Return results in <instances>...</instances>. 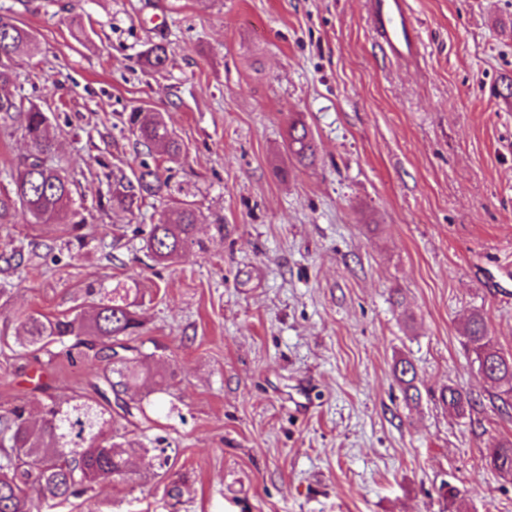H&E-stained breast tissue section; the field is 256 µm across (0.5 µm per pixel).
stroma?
<instances>
[{
	"instance_id": "35a3bbf8",
	"label": "stroma",
	"mask_w": 512,
	"mask_h": 512,
	"mask_svg": "<svg viewBox=\"0 0 512 512\" xmlns=\"http://www.w3.org/2000/svg\"><path fill=\"white\" fill-rule=\"evenodd\" d=\"M407 2L419 56L393 64L367 0H0L36 37L17 83L95 243L14 279L0 410H38L34 369L59 393L88 375L13 335L17 312L72 311L91 283L137 278L142 338L177 372L147 409L171 470L97 485L102 512H512V476L483 455L512 441V407L465 345L479 313L512 355V0ZM152 44L167 68L144 69ZM135 110L178 135L171 173L200 212V247L167 267L139 250L165 200L108 202L111 171L162 160ZM292 118L311 166L288 152Z\"/></svg>"
}]
</instances>
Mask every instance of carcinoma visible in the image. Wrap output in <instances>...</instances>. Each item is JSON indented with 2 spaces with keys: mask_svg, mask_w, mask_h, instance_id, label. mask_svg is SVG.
I'll use <instances>...</instances> for the list:
<instances>
[{
  "mask_svg": "<svg viewBox=\"0 0 512 512\" xmlns=\"http://www.w3.org/2000/svg\"><path fill=\"white\" fill-rule=\"evenodd\" d=\"M31 30L0 16V133L20 132L29 144L28 154L8 173L9 186L0 189V226L14 224L23 216L30 224L61 226L66 245L83 248L85 218L75 207L73 182L62 175L55 158V145L48 132L49 117L28 97L8 91L15 83L18 56L34 46ZM149 69L166 66L164 46L155 44L143 54ZM129 130L147 150L154 148L176 160L182 143L164 123L143 112L127 118ZM288 151L298 161L315 156L312 137L297 120L288 125ZM168 199L157 223L143 238L144 255L156 264H172L187 249L199 244L195 231L199 213L189 193L172 185V176L160 166L142 165L133 177L112 176L110 201L130 213L140 202ZM57 249V240L8 243L0 249V299L10 293V278L29 269ZM140 288L135 281L119 282L113 288L89 284L84 298L90 310L61 316L27 314L20 323L15 344L27 354L63 356L75 365L94 364V380L85 394L47 395L41 417L29 415L27 406L16 405L0 412V512H37L41 501L55 506L83 500L87 512H97L95 486L110 480L130 484L142 477L146 462L158 461V469L169 466L170 455L161 447L163 439L146 434L130 436L119 420L146 416L145 397L138 394L150 383L153 393L167 394L174 371L154 367V353L137 343L143 323L135 307ZM467 343L478 371L496 390V398L512 403V356L494 349L485 320L476 315L466 330ZM397 381L405 389L414 387L416 370L407 359L395 368ZM448 406L458 412L473 408L470 396L448 388ZM489 465L512 475V442L488 448Z\"/></svg>",
  "mask_w": 512,
  "mask_h": 512,
  "instance_id": "cac0c4a2",
  "label": "carcinoma"
}]
</instances>
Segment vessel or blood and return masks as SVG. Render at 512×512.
<instances>
[{
    "label": "vessel or blood",
    "mask_w": 512,
    "mask_h": 512,
    "mask_svg": "<svg viewBox=\"0 0 512 512\" xmlns=\"http://www.w3.org/2000/svg\"><path fill=\"white\" fill-rule=\"evenodd\" d=\"M370 22L384 50L397 59L413 57L419 33L406 0H370Z\"/></svg>",
    "instance_id": "b4317fda"
}]
</instances>
